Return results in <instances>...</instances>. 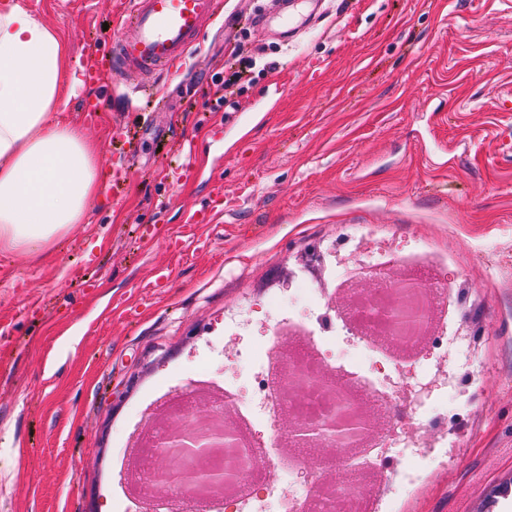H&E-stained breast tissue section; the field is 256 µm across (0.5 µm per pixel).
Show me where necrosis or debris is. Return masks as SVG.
<instances>
[{
	"mask_svg": "<svg viewBox=\"0 0 512 512\" xmlns=\"http://www.w3.org/2000/svg\"><path fill=\"white\" fill-rule=\"evenodd\" d=\"M375 276V293L354 292L350 259ZM324 261L326 285L299 275L287 294L271 302L277 316L268 332L237 353L250 393L241 396L235 378L224 381V403L236 410L246 446L225 445L228 474L224 512H393V502L409 492L428 463H454L461 442L456 422L471 405L470 389L484 376L472 363L470 344L458 334L463 296L438 271L452 265L448 252L401 240L369 225L347 226ZM424 295L425 305L409 311V293ZM430 335L424 352L402 335L406 321ZM334 375L317 383L325 367ZM297 371L312 384L296 395L282 394L278 382ZM370 406L382 419L380 434L352 445L336 442L332 461L348 486L309 473L304 445L273 455L274 425L282 413L321 427ZM154 443L161 442L172 418L191 419L199 408L191 394L166 386L155 405ZM420 429L401 424L405 415ZM288 487L269 489V468Z\"/></svg>",
	"mask_w": 512,
	"mask_h": 512,
	"instance_id": "necrosis-or-debris-1",
	"label": "necrosis or debris"
}]
</instances>
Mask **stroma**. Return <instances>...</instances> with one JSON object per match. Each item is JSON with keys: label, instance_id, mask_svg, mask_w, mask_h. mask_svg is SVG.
<instances>
[{"label": "stroma", "instance_id": "1", "mask_svg": "<svg viewBox=\"0 0 512 512\" xmlns=\"http://www.w3.org/2000/svg\"><path fill=\"white\" fill-rule=\"evenodd\" d=\"M114 0H29L66 40L73 66L111 37ZM264 0H224L165 99L133 82L75 88L64 119L100 100L87 139L111 165L114 125L139 147L134 186L74 225L52 260L0 254V512H123L125 443L165 382L190 386L211 356L223 384L224 313L271 319L270 296L297 257L344 224H380L447 248L445 280L485 372L453 465L437 464L397 512H512V0H325L302 39L262 37ZM253 44L236 107L209 103L229 47ZM195 150L198 177L166 173ZM224 181V213L196 228L211 244L168 248L187 213ZM159 237L141 241L138 227ZM93 263H86V255ZM87 264L96 288L73 276ZM172 285L147 292L154 268Z\"/></svg>", "mask_w": 512, "mask_h": 512}]
</instances>
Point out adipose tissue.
Returning a JSON list of instances; mask_svg holds the SVG:
<instances>
[{
	"label": "adipose tissue",
	"instance_id": "ef3b65f1",
	"mask_svg": "<svg viewBox=\"0 0 512 512\" xmlns=\"http://www.w3.org/2000/svg\"><path fill=\"white\" fill-rule=\"evenodd\" d=\"M79 83L58 30L28 0H0V253L50 259L103 203L99 147L58 117Z\"/></svg>",
	"mask_w": 512,
	"mask_h": 512
}]
</instances>
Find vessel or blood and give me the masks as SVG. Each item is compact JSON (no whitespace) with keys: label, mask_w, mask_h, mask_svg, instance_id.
<instances>
[{"label":"vessel or blood","mask_w":512,"mask_h":512,"mask_svg":"<svg viewBox=\"0 0 512 512\" xmlns=\"http://www.w3.org/2000/svg\"><path fill=\"white\" fill-rule=\"evenodd\" d=\"M303 2L270 0L269 8L255 21L256 29L267 31L271 20L277 19L284 25L282 38H297L318 20L315 11H302ZM220 9V0H117L115 14L124 23L109 49L92 51L83 71L85 80L123 81L136 74L153 85L161 77L172 76ZM133 184L129 164L117 162L103 183V192L119 204L130 195ZM209 186V210L189 214L187 223H208L214 212L223 209L221 178H211Z\"/></svg>","instance_id":"obj_1"}]
</instances>
